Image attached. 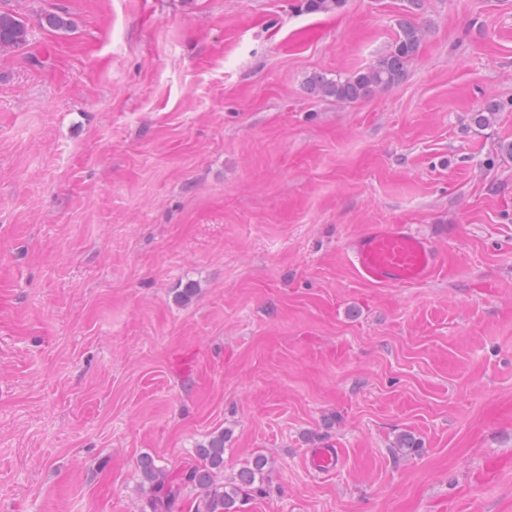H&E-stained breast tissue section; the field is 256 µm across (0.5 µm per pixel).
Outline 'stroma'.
Wrapping results in <instances>:
<instances>
[{"mask_svg": "<svg viewBox=\"0 0 512 512\" xmlns=\"http://www.w3.org/2000/svg\"><path fill=\"white\" fill-rule=\"evenodd\" d=\"M297 4L0 0L31 28L0 53V512H150L140 457L219 431L225 479L269 460L242 512H512V0ZM402 18L401 82L309 94ZM369 224L449 278L362 284Z\"/></svg>", "mask_w": 512, "mask_h": 512, "instance_id": "stroma-1", "label": "stroma"}]
</instances>
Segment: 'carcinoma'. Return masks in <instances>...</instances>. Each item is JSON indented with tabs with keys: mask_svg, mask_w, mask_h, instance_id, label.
<instances>
[{
	"mask_svg": "<svg viewBox=\"0 0 512 512\" xmlns=\"http://www.w3.org/2000/svg\"><path fill=\"white\" fill-rule=\"evenodd\" d=\"M342 4L343 0H303L302 9L309 13H330ZM423 37L424 30L420 26L401 19L396 39L372 65L333 77L314 74L307 80L309 93L317 98L352 103L396 84L405 77L407 64L418 52ZM29 39L28 23L15 12L0 10V53L20 49L27 45ZM197 455L202 460L201 465L191 466L175 476L157 465L153 457L145 455L140 458L141 474L150 491L151 512H167L185 486L191 485L200 490L195 512H241L242 496L261 489L263 471L268 464L263 455L254 457L238 471L234 485L228 487L217 481V475L224 471V432L200 445Z\"/></svg>",
	"mask_w": 512,
	"mask_h": 512,
	"instance_id": "1",
	"label": "carcinoma"
}]
</instances>
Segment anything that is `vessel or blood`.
Segmentation results:
<instances>
[{"mask_svg":"<svg viewBox=\"0 0 512 512\" xmlns=\"http://www.w3.org/2000/svg\"><path fill=\"white\" fill-rule=\"evenodd\" d=\"M359 280L374 287L408 288L443 275L434 240L404 224H370L348 243Z\"/></svg>","mask_w":512,"mask_h":512,"instance_id":"b4317fda","label":"vessel or blood"}]
</instances>
